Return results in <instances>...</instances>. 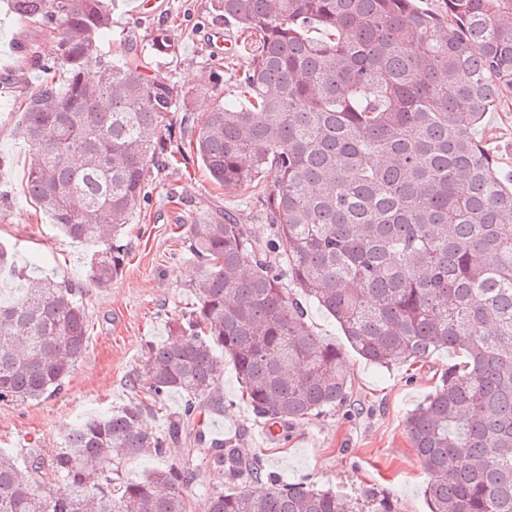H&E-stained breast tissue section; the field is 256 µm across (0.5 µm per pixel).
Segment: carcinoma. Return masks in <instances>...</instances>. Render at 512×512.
<instances>
[{
    "instance_id": "1",
    "label": "carcinoma",
    "mask_w": 512,
    "mask_h": 512,
    "mask_svg": "<svg viewBox=\"0 0 512 512\" xmlns=\"http://www.w3.org/2000/svg\"><path fill=\"white\" fill-rule=\"evenodd\" d=\"M55 34L53 64L25 100L24 191L75 242L97 246L88 279L123 272L125 226L150 201L177 99L143 72L138 49L112 57L106 0H10ZM250 45L239 100L183 113L180 134L224 189L277 180L260 197L269 234L205 206L187 225L197 304L148 348L133 384L159 404L185 395L164 435L131 404L77 423L43 463L0 451V512H187L186 471L138 481L120 460L162 456L196 416L218 411L222 361L258 419L301 423L350 399L346 355L306 321L299 289L369 364L390 368L446 349L460 362L406 418L430 475L431 512H512V189L483 146L484 112L512 95V0H219ZM326 29L327 40L311 33ZM0 400L52 397L86 348L80 284L30 277L0 242ZM215 468L250 486L215 489L210 512H360L332 489L266 477L260 459L219 442ZM367 512H399L388 494Z\"/></svg>"
}]
</instances>
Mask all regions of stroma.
<instances>
[{
	"label": "stroma",
	"mask_w": 512,
	"mask_h": 512,
	"mask_svg": "<svg viewBox=\"0 0 512 512\" xmlns=\"http://www.w3.org/2000/svg\"><path fill=\"white\" fill-rule=\"evenodd\" d=\"M137 2L112 0L116 40L105 43V50L120 53L121 40H130L144 52L148 75L189 93L192 112H205L215 93L232 95L235 70L246 64L249 47L236 28L225 25L217 0H148L142 10ZM160 28L174 43V54L150 53V37ZM50 48L47 39L0 0V155L11 159L0 167V192L8 194L7 203L0 204V241L14 248L18 265L28 275L50 274L84 284L89 315L86 350L59 395L0 401V449L23 465L36 456L49 459L79 420L144 400L132 379L148 346L165 343L169 325L182 321L197 303L191 288L193 266L182 244L187 224L214 200L246 220L253 235L266 236L268 223L257 197L260 188L276 180L271 171L261 187L227 193L190 152L172 165L155 168L152 205L135 214L126 228L129 258L122 274L108 288L88 285L91 246L59 232L24 192L30 147L16 131L19 104L42 81L37 55ZM225 57L232 63L224 69L222 84H214L213 63ZM479 136L500 171L511 175L512 98L486 112ZM171 190L177 202L168 201ZM307 321L318 336L347 350L350 408L281 425L276 434L265 435L262 421L241 400L228 364L218 382L223 411L207 413L185 437L169 440L166 457L125 461L122 476L139 479L151 470L179 464L188 472L184 496L189 512H194L208 501L212 488L227 485L226 473L212 468L209 458L214 443L232 442L247 455L260 456L268 474L318 489L329 487L358 503L370 493H388L400 512H430L425 495L429 475L410 443L405 418L434 391L455 355L441 350L410 366L377 368L347 349L338 324L317 304H309Z\"/></svg>",
	"instance_id": "obj_1"
}]
</instances>
